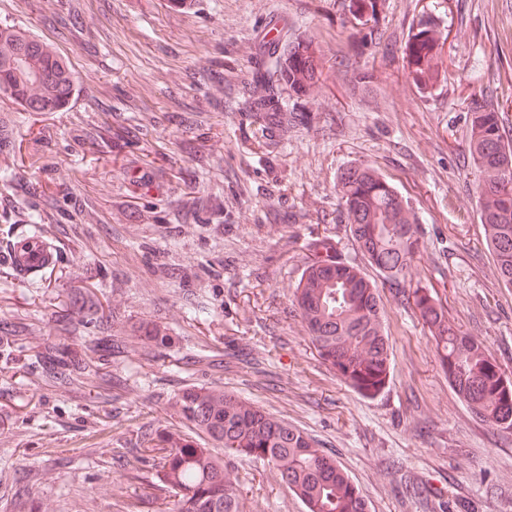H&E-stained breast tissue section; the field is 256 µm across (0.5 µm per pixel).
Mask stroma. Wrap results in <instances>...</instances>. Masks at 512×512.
Masks as SVG:
<instances>
[{
  "label": "stroma",
  "instance_id": "1",
  "mask_svg": "<svg viewBox=\"0 0 512 512\" xmlns=\"http://www.w3.org/2000/svg\"><path fill=\"white\" fill-rule=\"evenodd\" d=\"M353 0H0V26L50 43L70 61L77 93L60 112L20 119L0 98V225L32 232L35 193L78 211L88 236L47 226L58 265L77 282L94 278L106 324L122 351L112 384H49L41 372L0 362V512H164L134 446L171 425L168 402L191 383L247 399L335 456L369 512H512V428L489 425L458 397L418 313L404 293L425 288L456 326L477 336L512 378V288L483 237L467 146L468 95L512 98V0H378L382 35L359 46ZM447 36L439 80L420 87L398 56L419 19ZM281 41L312 42L325 61L308 121L264 154L237 103L267 64L263 26ZM365 72L368 84L356 76ZM112 112L138 127L113 159L94 130ZM36 157L19 163V142ZM155 158L147 197L127 192L128 174ZM369 165L419 216L420 251L404 283L380 281L391 373L368 397L315 355L291 299L328 236L336 255L361 263L339 206V177ZM220 196L217 231L186 218L184 197ZM164 262L197 271L161 281ZM38 283H0V324L53 335L51 314L32 306ZM141 319L170 337L158 357L132 329ZM245 512H306L262 463L228 455Z\"/></svg>",
  "mask_w": 512,
  "mask_h": 512
}]
</instances>
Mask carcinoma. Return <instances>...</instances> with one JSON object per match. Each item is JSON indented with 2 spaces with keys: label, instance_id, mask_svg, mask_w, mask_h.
I'll list each match as a JSON object with an SVG mask.
<instances>
[{
  "label": "carcinoma",
  "instance_id": "1",
  "mask_svg": "<svg viewBox=\"0 0 512 512\" xmlns=\"http://www.w3.org/2000/svg\"><path fill=\"white\" fill-rule=\"evenodd\" d=\"M353 17L365 18L361 43L380 38L377 0H357ZM447 36L432 19L419 23L407 40L403 67L414 83L427 85L437 73ZM324 70L322 59L305 41H292L271 54L265 73L240 101L248 125L261 131L269 154L288 137V129L309 120L306 105ZM75 94L67 63L37 38L0 27V95L28 113L59 112ZM499 108L484 98L468 103L469 152L478 179L480 218L504 285L512 288V140L507 139ZM100 142L118 154L131 146L123 121H105ZM340 201L349 235L368 265L386 281L409 273L419 249V217L397 189L369 166L351 167L340 182ZM197 224L224 223V205L183 203ZM331 239H316L315 259L305 268L293 294L294 311L305 325L320 360L347 386L372 396L391 369L388 336L378 284L357 264L338 260ZM73 304L59 318V338L26 347L22 322L0 327V359L24 360L53 383L65 386L82 376L93 388L112 380L110 341L103 337L88 349L71 341L78 327L103 319L94 288L74 285L61 273L48 283ZM408 298L435 343L440 363L459 397L476 415L500 427H512V382L505 378L484 342L456 328L448 312L420 288ZM138 336L154 347L170 341L159 324H134ZM173 414L193 430L157 429L144 440L143 462L157 489L173 497L167 512H243L244 493L237 475L224 468L215 452L242 455L275 469L284 487L307 512H368L367 501L336 458L302 431L221 388L185 386L171 405ZM202 434L213 447L202 446Z\"/></svg>",
  "mask_w": 512,
  "mask_h": 512
}]
</instances>
